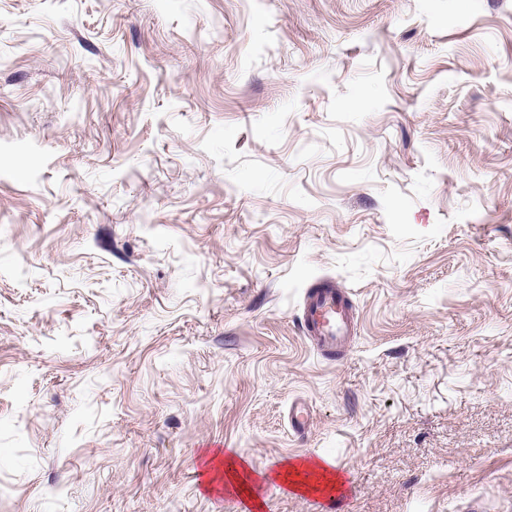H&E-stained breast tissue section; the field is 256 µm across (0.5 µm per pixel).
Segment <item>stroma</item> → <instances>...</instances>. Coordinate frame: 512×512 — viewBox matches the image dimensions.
<instances>
[{
  "instance_id": "stroma-1",
  "label": "stroma",
  "mask_w": 512,
  "mask_h": 512,
  "mask_svg": "<svg viewBox=\"0 0 512 512\" xmlns=\"http://www.w3.org/2000/svg\"><path fill=\"white\" fill-rule=\"evenodd\" d=\"M306 457L512 512V0H0V512H321ZM301 329L313 350L322 356L334 358L343 353L358 329L347 293L334 282L310 289L302 306Z\"/></svg>"
}]
</instances>
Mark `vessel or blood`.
Wrapping results in <instances>:
<instances>
[{
    "instance_id": "1",
    "label": "vessel or blood",
    "mask_w": 512,
    "mask_h": 512,
    "mask_svg": "<svg viewBox=\"0 0 512 512\" xmlns=\"http://www.w3.org/2000/svg\"><path fill=\"white\" fill-rule=\"evenodd\" d=\"M301 329L313 350L322 356L332 358L343 353L358 329L347 293L332 282L310 289L302 306Z\"/></svg>"
}]
</instances>
